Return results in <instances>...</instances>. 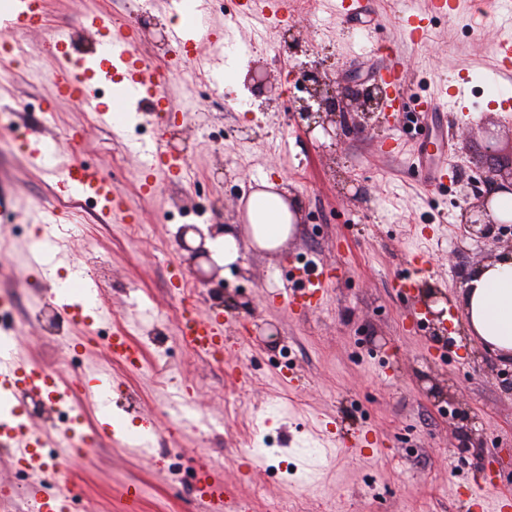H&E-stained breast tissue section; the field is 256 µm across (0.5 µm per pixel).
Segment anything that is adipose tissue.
<instances>
[{"instance_id": "1", "label": "adipose tissue", "mask_w": 512, "mask_h": 512, "mask_svg": "<svg viewBox=\"0 0 512 512\" xmlns=\"http://www.w3.org/2000/svg\"><path fill=\"white\" fill-rule=\"evenodd\" d=\"M244 224L225 225L204 235L188 234L192 246H203L211 259L231 267L241 258L242 242L258 250H278L292 235L298 219L293 202L273 184L261 182L248 197ZM468 328L501 358H512V251L471 270L461 296Z\"/></svg>"}]
</instances>
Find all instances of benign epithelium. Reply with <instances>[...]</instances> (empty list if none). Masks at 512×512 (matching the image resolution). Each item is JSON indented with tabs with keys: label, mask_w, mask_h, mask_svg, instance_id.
I'll list each match as a JSON object with an SVG mask.
<instances>
[{
	"label": "benign epithelium",
	"mask_w": 512,
	"mask_h": 512,
	"mask_svg": "<svg viewBox=\"0 0 512 512\" xmlns=\"http://www.w3.org/2000/svg\"><path fill=\"white\" fill-rule=\"evenodd\" d=\"M301 82L306 86L309 98L302 104L294 118L297 126L306 133L321 128L324 138L336 139V129L360 126L354 112H368L385 102V90L376 85L363 92H354L335 85L322 70L315 67L302 69Z\"/></svg>",
	"instance_id": "benign-epithelium-1"
}]
</instances>
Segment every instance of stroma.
I'll return each mask as SVG.
<instances>
[{
    "label": "stroma",
    "instance_id": "stroma-1",
    "mask_svg": "<svg viewBox=\"0 0 512 512\" xmlns=\"http://www.w3.org/2000/svg\"><path fill=\"white\" fill-rule=\"evenodd\" d=\"M124 0H49L35 30L0 29V41L22 39L47 82L25 69L0 65V186L19 199L0 236L11 252L0 255V292L16 305L11 334L32 363L64 381L96 367L112 378L113 417L128 432L156 430L153 448L132 454L103 434L89 454L66 466L76 498L89 512H115L130 483L142 490L141 512H206L197 496L200 465L223 480L230 496L244 495L253 512L278 505L300 512H468L463 493L489 474L512 492V360L490 351L468 331L460 303L470 270L512 249V227L494 225L485 238H470L462 214L475 196L461 184L494 168L512 173V112L499 111L498 94L512 96V77L496 73L491 45L512 36V23L483 16V0H459L454 14L436 16L429 38L411 47L403 18L423 13L427 0H361L370 22L337 16L336 0H324L319 18L302 8L288 22L272 19L235 31L237 61L263 68L278 92L253 97L246 85L213 83L198 67L209 47L199 42L185 71L168 72L164 105L196 110L175 124L160 123L156 107L142 104L135 124L142 136H112L98 114L55 95L49 80L58 68L53 37L72 35L70 51L91 55L95 39L84 19L107 13L133 30L137 50L167 70L159 28L180 23L167 0H146L133 13ZM478 36H469L473 20ZM319 63L340 84L364 89L379 72L398 64L403 75L397 114L377 109L360 132L335 144L304 134L294 121L301 93L296 66ZM470 74L463 103L419 115L417 104L437 87ZM54 138L62 163L100 169L126 196L137 223L91 213L87 202L57 196L53 181L33 168L14 145V130ZM497 135L487 152L486 130ZM163 138L182 148L185 173L172 182L157 177V191L139 192V148ZM431 142L448 153L453 178L447 190L424 181L418 146ZM285 186L300 204L295 235L275 253L243 244L231 270L212 265L201 283L196 263L168 220L178 202L187 223L237 222L241 201L261 179ZM44 208L69 216L56 274L105 259L109 278L98 301L112 330L127 329L142 350L129 369L102 344L92 342L96 323L67 327L50 336L32 315L51 288L25 262L32 236L22 232ZM425 256L412 292L397 286L411 270L410 257ZM314 263L331 278L321 307L303 311L285 291L292 267ZM180 267L188 291L168 286V269ZM202 315L233 318L236 349L214 359L186 347L177 335L175 311L184 300ZM442 304L443 314L427 309ZM86 337L78 361L67 341ZM318 449L310 457L309 449Z\"/></svg>",
    "mask_w": 512,
    "mask_h": 512
}]
</instances>
